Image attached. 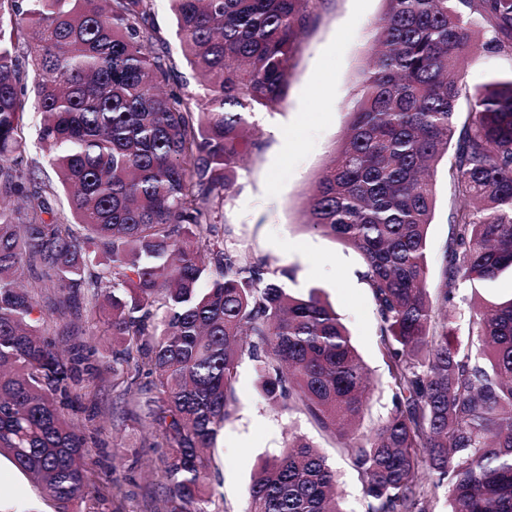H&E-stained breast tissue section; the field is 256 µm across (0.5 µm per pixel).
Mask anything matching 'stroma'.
<instances>
[{
	"label": "stroma",
	"instance_id": "stroma-1",
	"mask_svg": "<svg viewBox=\"0 0 512 512\" xmlns=\"http://www.w3.org/2000/svg\"><path fill=\"white\" fill-rule=\"evenodd\" d=\"M383 0H315L300 49L294 59L285 101L279 111L256 113L257 149L245 155L237 184L226 199L220 221L226 247L244 250L276 268L294 269L283 288L295 295L319 289L337 311L368 367L374 386L372 406L361 428L370 430L390 408V377L379 351V323L370 291L360 277L362 261L350 247L309 231L305 208L313 182L349 122L363 63V51ZM155 22L180 75L181 88L196 92L198 80L187 64L167 0H156ZM469 88L512 74V58L486 51L461 65ZM433 221L428 229L427 285L443 278V255L455 203L446 169L436 178ZM99 418L108 444L122 447L124 468L114 477L120 495L88 502L89 512H157L162 496L157 478L148 474L147 458L158 456L138 417L119 411L121 391L111 381L99 386ZM237 404L217 441L214 488L227 512H246L253 470L266 456L279 454L292 435L300 434L328 457L336 470L345 512H365L361 484L349 461L309 417L272 407L260 397L254 365L243 362L236 382ZM0 512H55L25 474L0 458Z\"/></svg>",
	"mask_w": 512,
	"mask_h": 512
}]
</instances>
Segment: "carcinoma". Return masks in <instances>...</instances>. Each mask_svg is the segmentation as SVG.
<instances>
[{"label":"carcinoma","instance_id":"obj_1","mask_svg":"<svg viewBox=\"0 0 512 512\" xmlns=\"http://www.w3.org/2000/svg\"><path fill=\"white\" fill-rule=\"evenodd\" d=\"M198 94L178 79L154 0H0V455L57 512L90 493L93 419L68 408L123 387L167 452L161 512H226L214 451L243 361L268 403L342 440L366 512H512V297L474 301L450 339L459 289L512 274V76L470 90L463 58L512 57V0H384L351 120L308 199L305 226L357 250L391 378L390 411L358 433L369 380L336 310L290 271L224 246L218 221L251 119L284 101L315 0H170ZM467 117L458 125L460 101ZM65 193L24 161L28 106ZM456 204L438 300L427 288L437 166ZM100 353L51 334L47 313ZM336 472L301 436L262 461L247 512H343Z\"/></svg>","mask_w":512,"mask_h":512}]
</instances>
